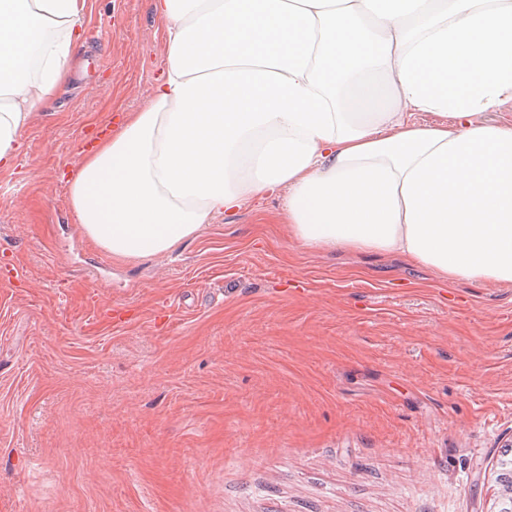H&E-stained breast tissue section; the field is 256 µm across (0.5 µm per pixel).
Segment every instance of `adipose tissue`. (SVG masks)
Instances as JSON below:
<instances>
[{
  "mask_svg": "<svg viewBox=\"0 0 512 512\" xmlns=\"http://www.w3.org/2000/svg\"><path fill=\"white\" fill-rule=\"evenodd\" d=\"M153 7L165 76L69 176L96 244L159 255L279 194L299 246L512 284V118H483L512 102V0ZM82 9L0 0V167L68 74Z\"/></svg>",
  "mask_w": 512,
  "mask_h": 512,
  "instance_id": "adipose-tissue-1",
  "label": "adipose tissue"
}]
</instances>
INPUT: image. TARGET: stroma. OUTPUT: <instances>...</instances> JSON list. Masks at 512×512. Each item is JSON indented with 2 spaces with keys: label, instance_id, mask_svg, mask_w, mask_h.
I'll list each match as a JSON object with an SVG mask.
<instances>
[{
  "label": "stroma",
  "instance_id": "1",
  "mask_svg": "<svg viewBox=\"0 0 512 512\" xmlns=\"http://www.w3.org/2000/svg\"><path fill=\"white\" fill-rule=\"evenodd\" d=\"M0 169V512H496L512 285L310 250L276 198L116 259L67 177L166 63L152 0H84Z\"/></svg>",
  "mask_w": 512,
  "mask_h": 512
}]
</instances>
